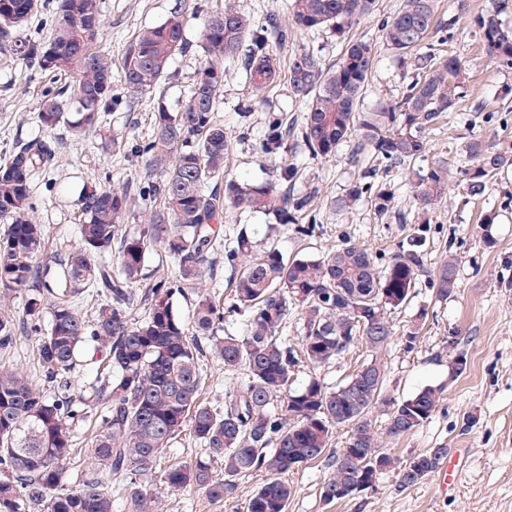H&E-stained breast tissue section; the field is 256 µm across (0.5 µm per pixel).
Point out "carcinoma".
<instances>
[{
  "label": "carcinoma",
  "mask_w": 512,
  "mask_h": 512,
  "mask_svg": "<svg viewBox=\"0 0 512 512\" xmlns=\"http://www.w3.org/2000/svg\"><path fill=\"white\" fill-rule=\"evenodd\" d=\"M374 7L375 0H291L285 19L271 17L261 25L227 4L211 11L198 44L205 62L185 102L176 112L157 104L152 139L138 148L146 155L147 184L84 188L80 243L62 268L67 299L56 296L42 273L44 227L31 205L32 180L55 164L56 144L48 137L21 142L0 165V223L8 225L0 238V289L25 293L19 311L0 305V351L14 348L19 333L38 335V361L51 388L47 394L24 370L0 367V512H112L114 475L123 477L131 512H146L143 476L185 431L207 449L208 460L168 467L160 475L162 485L171 491L199 488L222 501L234 497L239 477L259 474L262 483L246 512H286L292 487L285 475L322 458L340 426L348 428V438L322 487L326 501L345 500L351 486L384 473L407 489L435 471L447 449L432 448L402 462L382 450L370 420L373 409L385 408L386 434L400 436L424 425L444 402L442 387L426 386L396 399L382 384L384 354L394 336L391 314L409 304L424 270L427 224L411 225L385 261L349 239L317 258L286 257L276 247L259 252L242 231L224 251V266L235 284L228 310L243 316V333L224 330V313L209 295L199 296L190 325L174 306L175 294L214 271L224 212L272 214L270 235L287 224L297 225L298 233L308 231L303 221L318 189L296 191L303 174L284 158L291 138L313 160L334 157L348 144L352 157L373 161L331 201L339 212L365 194L378 216L393 212L395 192L378 174L396 167L408 172L422 213L447 198L448 161L418 170L412 163L425 157L428 135L454 110L467 79L465 61L440 55L425 40L432 30L452 32L467 0H456L446 20L438 15L437 0H404L381 22L384 44L409 79L400 97L379 96L365 104L375 60L366 40L349 41L332 64L313 50L292 54L288 91L306 112L299 125L285 113L269 117L259 146L276 161L271 178L250 184L225 174L233 137L216 117L224 64L243 63L261 97L280 80L275 48L288 41L291 29L332 26L342 36ZM507 8V0H491L477 25L487 55L512 69V30L501 18ZM37 9L38 0H0V52L18 54L64 79L41 100L38 122L48 131L63 125L75 140L97 136L112 152L123 153L126 143L104 122L114 98L112 58L101 45V0H56L50 35L23 42L18 31ZM185 28L183 12L176 10L127 44L120 82L128 98L159 88L175 53L191 48ZM465 153L471 167L459 174L471 198L485 196L492 177L512 166V155L479 140L468 142ZM136 202L149 219L126 233L121 220ZM156 247L172 259L173 275L148 282L143 270ZM104 253L113 262L98 261ZM457 276L453 259L437 268L429 283L435 301L456 293ZM141 281L143 287H134ZM87 296L96 301L90 320L73 304ZM46 308L51 321L43 332ZM293 312L302 321L300 355L283 336ZM89 339L102 345L107 373L81 391L74 374L79 348ZM357 339L371 353L366 365L372 379L354 373L331 388L314 373L293 388L299 358L318 368L339 360ZM205 346L225 372L243 375L216 404L199 399ZM93 411L101 431L91 441L89 468L72 482L67 465L75 422ZM217 460L224 462L222 477L211 469Z\"/></svg>",
  "instance_id": "obj_1"
}]
</instances>
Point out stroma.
I'll list each match as a JSON object with an SVG mask.
<instances>
[{
	"mask_svg": "<svg viewBox=\"0 0 512 512\" xmlns=\"http://www.w3.org/2000/svg\"><path fill=\"white\" fill-rule=\"evenodd\" d=\"M225 0H102L103 46L120 69L121 58L133 35L146 26L166 20L176 9L187 19L186 37L199 42L204 14ZM403 0H376L373 14L352 26L350 37L373 41L375 61L369 76L370 96L397 97L405 87L401 70L383 45L379 32L382 19L399 10ZM491 0H468L464 19L451 37H433L436 50L444 56L465 60L468 80L465 96L456 112L450 113L429 136L430 157L447 158L450 168L463 165L467 141L479 139L496 149L512 151V69L498 66L484 51L476 25L477 17ZM345 47L334 30H293L286 45L276 50L280 64L301 49L319 51L326 62L338 60ZM198 50L175 54L170 76L135 109L121 100V85H114L118 101L107 117L111 129L127 143V151L114 155L102 149L99 140H73L65 128L55 135L60 149L54 166L33 180L34 216L45 229L42 262L54 266L79 242L81 213L76 205L84 184L119 187L138 180L145 158L136 153L137 144L152 135V112L156 104L177 111L202 66ZM57 82L37 66L0 54V163L8 159L17 140L43 136L37 121L40 100ZM217 114L231 134L246 133L228 163L234 178L259 184L266 181L272 163L259 150V139L272 112L303 115V104L293 101L287 83L277 84L266 101H255L249 75L237 63L227 65L219 92ZM349 147L335 157L311 159L304 150L289 152L288 159L301 166L310 183L319 189L314 203L317 223L312 232L300 235L281 227L273 243L285 255L319 257L348 237L377 254L390 253L408 233L407 225L393 219H378L369 198H362L349 212L339 215L330 207L332 197L345 192L360 170L349 161ZM395 210L413 221H429L425 245V269L436 270L448 256L459 260L458 290L447 303L433 302L426 277L409 305L393 315L394 341L385 354L386 390L394 398H405L426 385H445V401L422 427L401 437H383L384 450L399 459L431 448H445L462 461L460 483L454 493H442L433 479L400 489L393 474L380 476L375 489L360 496L325 502L321 487L328 475L326 459L311 462L287 475L294 490L287 512H512V171L491 182L488 193L466 198L461 185L450 181L448 199L429 214L419 213L404 171L393 172ZM498 217L492 227L494 243L485 246L479 224L489 210ZM230 272L219 269L215 277H203L196 288L175 295L174 304L182 319H189L199 295L211 296L220 306L232 297ZM428 316L413 350H406L404 334L420 308ZM470 361L467 374L448 377V363L456 353ZM369 352L358 346L342 359L311 371L300 365L298 383L317 373L330 387L343 383L367 361ZM204 448L188 435L179 436L167 448L145 479L148 512H245L249 497L261 476L240 477L234 499L215 503L202 491H169L159 482L161 468L205 458Z\"/></svg>",
	"mask_w": 512,
	"mask_h": 512,
	"instance_id": "stroma-1",
	"label": "stroma"
}]
</instances>
